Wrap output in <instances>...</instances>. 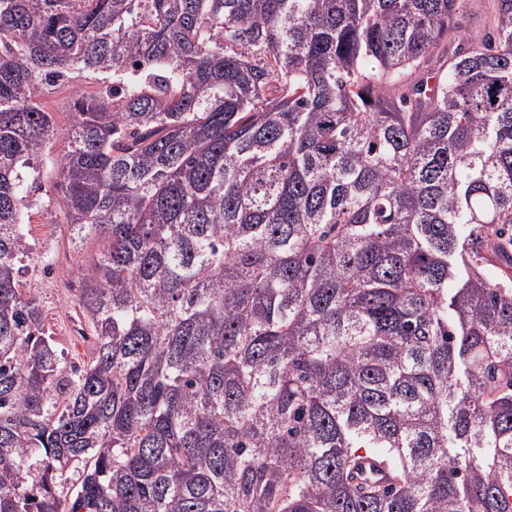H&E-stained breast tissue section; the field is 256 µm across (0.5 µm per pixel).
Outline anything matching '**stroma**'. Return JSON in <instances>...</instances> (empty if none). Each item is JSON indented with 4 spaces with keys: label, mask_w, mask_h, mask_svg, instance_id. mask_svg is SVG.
Instances as JSON below:
<instances>
[{
    "label": "stroma",
    "mask_w": 512,
    "mask_h": 512,
    "mask_svg": "<svg viewBox=\"0 0 512 512\" xmlns=\"http://www.w3.org/2000/svg\"><path fill=\"white\" fill-rule=\"evenodd\" d=\"M100 86V81L91 77L39 90L37 100L45 111L52 113L55 135L43 152L40 166L44 194L33 201L23 226L34 256L23 276L24 285L37 290L46 327L63 348L65 359L71 365L86 360L90 349L89 340L83 337L86 327L80 321L74 292L76 262L78 256L95 255L100 244L90 239L82 251H75L70 241V228L63 214L49 203L46 193L52 190L56 178L53 161L67 145L73 94L80 89L91 93Z\"/></svg>",
    "instance_id": "35a3bbf8"
}]
</instances>
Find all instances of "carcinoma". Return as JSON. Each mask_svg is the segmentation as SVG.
<instances>
[{
  "instance_id": "cac0c4a2",
  "label": "carcinoma",
  "mask_w": 512,
  "mask_h": 512,
  "mask_svg": "<svg viewBox=\"0 0 512 512\" xmlns=\"http://www.w3.org/2000/svg\"><path fill=\"white\" fill-rule=\"evenodd\" d=\"M468 7L0 0V512H512V0ZM87 75L66 367L23 224Z\"/></svg>"
}]
</instances>
